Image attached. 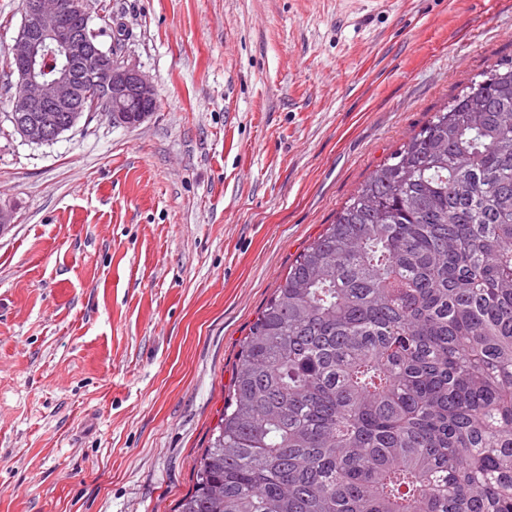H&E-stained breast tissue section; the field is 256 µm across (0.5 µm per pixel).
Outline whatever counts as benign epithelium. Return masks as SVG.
<instances>
[{"instance_id":"7a95c632","label":"benign epithelium","mask_w":512,"mask_h":512,"mask_svg":"<svg viewBox=\"0 0 512 512\" xmlns=\"http://www.w3.org/2000/svg\"><path fill=\"white\" fill-rule=\"evenodd\" d=\"M88 0H28L19 35L7 48L20 65L14 122L25 140L49 143L73 128L88 105H103L118 124L136 125L156 109L154 88L121 55L89 36Z\"/></svg>"}]
</instances>
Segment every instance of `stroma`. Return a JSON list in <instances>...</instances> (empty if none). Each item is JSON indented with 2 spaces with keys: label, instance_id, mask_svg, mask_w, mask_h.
Returning <instances> with one entry per match:
<instances>
[{
  "label": "stroma",
  "instance_id": "obj_1",
  "mask_svg": "<svg viewBox=\"0 0 512 512\" xmlns=\"http://www.w3.org/2000/svg\"><path fill=\"white\" fill-rule=\"evenodd\" d=\"M91 3L157 107L31 143L0 67V512H176L291 263L512 58V0Z\"/></svg>",
  "mask_w": 512,
  "mask_h": 512
}]
</instances>
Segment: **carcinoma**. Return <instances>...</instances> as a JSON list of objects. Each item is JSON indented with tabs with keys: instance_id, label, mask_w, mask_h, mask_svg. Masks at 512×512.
Here are the masks:
<instances>
[{
	"instance_id": "1",
	"label": "carcinoma",
	"mask_w": 512,
	"mask_h": 512,
	"mask_svg": "<svg viewBox=\"0 0 512 512\" xmlns=\"http://www.w3.org/2000/svg\"><path fill=\"white\" fill-rule=\"evenodd\" d=\"M177 512H512V61L290 265Z\"/></svg>"
}]
</instances>
